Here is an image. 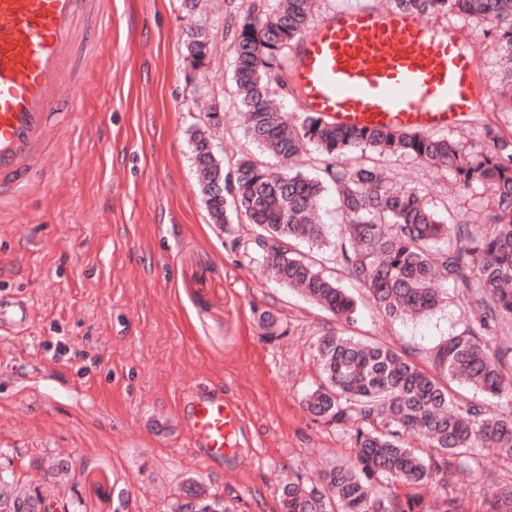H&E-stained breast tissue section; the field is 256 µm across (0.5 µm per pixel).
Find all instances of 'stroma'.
Listing matches in <instances>:
<instances>
[{"label":"stroma","instance_id":"35a3bbf8","mask_svg":"<svg viewBox=\"0 0 512 512\" xmlns=\"http://www.w3.org/2000/svg\"><path fill=\"white\" fill-rule=\"evenodd\" d=\"M106 22L82 51L87 92L39 187L0 206V294L27 301L30 318L0 335V468L18 490L42 486L81 512H173L187 487L233 512H280L285 480H316L351 461L339 427L312 416L322 382L319 338L340 324L299 293L273 286L258 256L211 223L189 142L210 108L225 170L245 154L272 169L244 137L232 80L241 0H100ZM215 46L204 68L187 52L198 24ZM398 180L441 214L474 212L480 190L455 193L451 174L388 161ZM349 335L385 343L431 370L429 351L460 326L465 302L422 320L387 321L362 288ZM280 329L267 335L262 313ZM237 401L250 443L208 469L179 421L185 384ZM512 475L477 450L455 490L465 512Z\"/></svg>","mask_w":512,"mask_h":512}]
</instances>
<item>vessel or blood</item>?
I'll return each mask as SVG.
<instances>
[{"label": "vessel or blood", "mask_w": 512, "mask_h": 512, "mask_svg": "<svg viewBox=\"0 0 512 512\" xmlns=\"http://www.w3.org/2000/svg\"><path fill=\"white\" fill-rule=\"evenodd\" d=\"M98 0H0V202L20 199L48 169L53 111L77 108L85 86L78 51ZM475 36L453 24L362 0L324 16L288 52L305 111L343 127L440 132L485 111ZM30 315L0 298V330ZM182 421L207 467L247 440L243 411L221 394L186 387Z\"/></svg>", "instance_id": "vessel-or-blood-1"}]
</instances>
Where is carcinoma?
<instances>
[{
    "label": "carcinoma",
    "mask_w": 512,
    "mask_h": 512,
    "mask_svg": "<svg viewBox=\"0 0 512 512\" xmlns=\"http://www.w3.org/2000/svg\"><path fill=\"white\" fill-rule=\"evenodd\" d=\"M425 14L480 20L496 30L497 51L508 90L493 96L512 104V0H394ZM314 0H276L266 13L252 3L233 41L237 105L247 114L244 136L257 148L291 160L312 147L322 157L321 175L300 169L272 171L244 156L235 173L224 171L214 130L223 124L217 108L206 128L192 133L201 191L214 224L243 215L254 226L247 247L263 260L276 286L289 288L352 326L354 298L339 281L299 249L304 243L343 264L376 306L392 320L430 315L448 300L464 298L468 313L430 351L432 367L488 398L512 397V349L490 344L498 321H512V129L486 123L481 141L466 145L448 136L418 131L336 126L304 113L294 120L273 95L290 88L284 70L288 48L311 28ZM199 26L187 46L192 66L205 67L211 42ZM392 157L451 170L453 184L489 196L469 219L443 220L422 191L403 185L380 167ZM336 187L340 223L330 240L319 220L326 184ZM323 382L305 399L308 411L348 431L353 463L338 465L319 484L290 480L282 512H462L454 477L466 469L471 450L485 448L512 463V413L483 404L461 408L437 377L381 344L342 332L319 339ZM418 438L423 447L411 440ZM435 485L432 502L391 489ZM0 512H40L38 487L24 496L0 494ZM175 512H232L221 500H198L189 489ZM482 512H512V481L499 484Z\"/></svg>",
    "instance_id": "obj_1"
}]
</instances>
